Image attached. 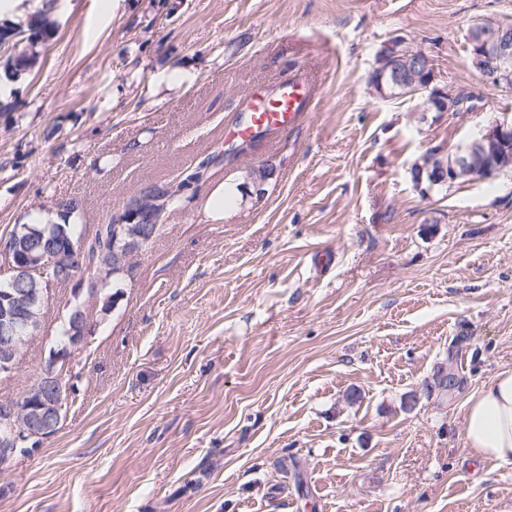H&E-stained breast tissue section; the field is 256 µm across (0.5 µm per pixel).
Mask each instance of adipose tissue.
Returning a JSON list of instances; mask_svg holds the SVG:
<instances>
[{
	"instance_id": "adipose-tissue-1",
	"label": "adipose tissue",
	"mask_w": 512,
	"mask_h": 512,
	"mask_svg": "<svg viewBox=\"0 0 512 512\" xmlns=\"http://www.w3.org/2000/svg\"><path fill=\"white\" fill-rule=\"evenodd\" d=\"M463 440L479 460L512 464V368L494 374L470 400Z\"/></svg>"
}]
</instances>
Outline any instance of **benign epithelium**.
<instances>
[{
    "mask_svg": "<svg viewBox=\"0 0 512 512\" xmlns=\"http://www.w3.org/2000/svg\"><path fill=\"white\" fill-rule=\"evenodd\" d=\"M468 64L479 73L484 85L512 92V32L500 23L477 22L468 36ZM391 54H378L376 66L393 72L402 94L423 99V111L448 112L456 115L467 111L469 92L448 89L435 83L431 59L421 49L398 40ZM33 47L21 29L0 28V59L16 60L29 55ZM512 166V122L496 120L477 132L466 143L448 152L447 161L435 167L425 159L415 164L414 181L452 184L460 179L492 178ZM177 174L163 184L155 185L150 195L138 193L112 214V251L101 259L99 274L87 278L78 274L82 248L80 242L53 239L44 246L33 244L37 232L27 227L14 237L0 241V377L14 375L18 365V334L22 330L40 333L42 321L32 307L41 305L60 285L71 286L74 307L70 317L73 338L69 346L52 351L24 406L11 402L0 409L4 425L19 426V432L8 436V447L0 450L7 460L19 452L22 436L44 439L55 433L60 411L68 404L74 384L58 372L61 362H69L73 352L81 349L93 329L85 316L81 296L84 291L100 293L108 272L126 270L130 245L145 247L150 238L140 226V214L147 213L148 223L163 224L167 220V199L184 192L187 182Z\"/></svg>",
    "mask_w": 512,
    "mask_h": 512,
    "instance_id": "benign-epithelium-1",
    "label": "benign epithelium"
}]
</instances>
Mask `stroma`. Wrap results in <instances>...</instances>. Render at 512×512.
<instances>
[{
	"instance_id": "35a3bbf8",
	"label": "stroma",
	"mask_w": 512,
	"mask_h": 512,
	"mask_svg": "<svg viewBox=\"0 0 512 512\" xmlns=\"http://www.w3.org/2000/svg\"><path fill=\"white\" fill-rule=\"evenodd\" d=\"M45 8L48 45L0 110V232L70 199L108 223L221 152L249 89L300 73L316 95L186 192L111 312L88 301L63 424L0 464V512H512V464L463 442L469 398L512 367V171L412 180L427 152L512 120L466 40L512 23V0H22L15 25ZM394 37L481 109L378 96ZM69 296L49 298L0 398L40 376ZM440 367L444 397L425 390Z\"/></svg>"
}]
</instances>
